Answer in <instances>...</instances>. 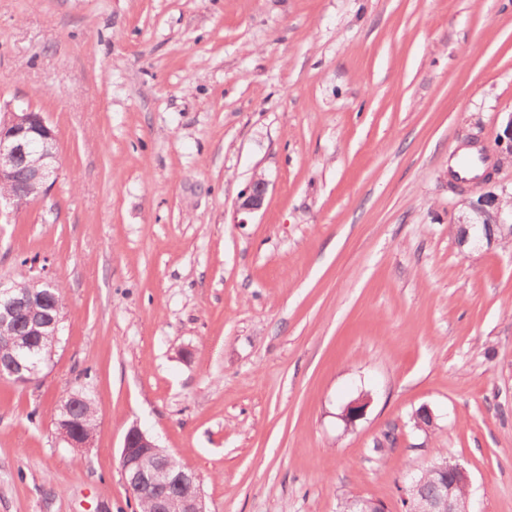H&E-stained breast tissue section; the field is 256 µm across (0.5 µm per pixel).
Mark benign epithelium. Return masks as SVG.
<instances>
[{"label":"benign epithelium","instance_id":"obj_1","mask_svg":"<svg viewBox=\"0 0 512 512\" xmlns=\"http://www.w3.org/2000/svg\"><path fill=\"white\" fill-rule=\"evenodd\" d=\"M56 135L42 113L31 108L15 110L6 106L0 114V184L12 185L19 171H24L27 179L21 189L35 197L43 196L52 185L51 178L57 167ZM268 183L261 176L255 177L241 196L239 210L254 212L263 205ZM52 278L38 274L31 279V290L18 293L8 282H0V322L8 325L11 313L15 309L30 308L34 311L44 304V295L40 288H49ZM18 354L11 362V372L17 377V383L28 384L34 371L21 361ZM370 404V397L361 395L351 400L342 410L340 418L351 425L360 419ZM73 415L68 405L60 407V416L56 425L65 426L60 438L70 448H89L92 440H81V436L72 432ZM155 454H163L157 440L144 432L138 425H132L127 431L121 452V470L127 473L135 466L131 476L125 479L127 487L137 484H149L160 487L166 484V478L146 468L144 460ZM441 488L440 495L429 501L422 512H457V491H469L471 481L466 469L459 462L436 463L430 467ZM426 472H419L404 482L398 489L402 508L400 512H414L415 499L425 478ZM180 481L189 484V490L183 495L155 497V512H205L203 492L195 473H182Z\"/></svg>","mask_w":512,"mask_h":512}]
</instances>
